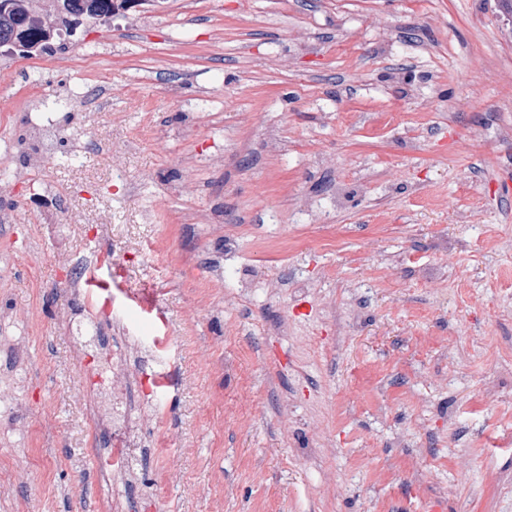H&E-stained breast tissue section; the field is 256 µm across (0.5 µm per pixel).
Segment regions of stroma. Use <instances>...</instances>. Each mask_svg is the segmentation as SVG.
<instances>
[{
	"instance_id": "35a3bbf8",
	"label": "stroma",
	"mask_w": 512,
	"mask_h": 512,
	"mask_svg": "<svg viewBox=\"0 0 512 512\" xmlns=\"http://www.w3.org/2000/svg\"><path fill=\"white\" fill-rule=\"evenodd\" d=\"M506 24L498 0H138L0 56V363L26 370L0 512H512ZM84 307L160 352L129 483L97 475Z\"/></svg>"
}]
</instances>
